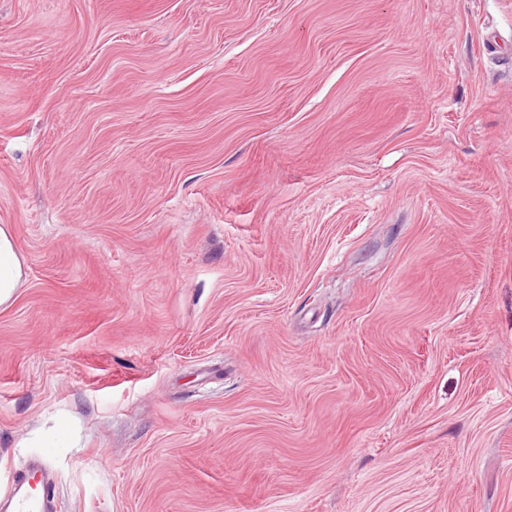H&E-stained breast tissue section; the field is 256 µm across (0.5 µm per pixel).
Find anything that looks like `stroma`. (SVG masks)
Segmentation results:
<instances>
[{
  "label": "stroma",
  "mask_w": 512,
  "mask_h": 512,
  "mask_svg": "<svg viewBox=\"0 0 512 512\" xmlns=\"http://www.w3.org/2000/svg\"><path fill=\"white\" fill-rule=\"evenodd\" d=\"M0 494L512 512V0H0ZM24 275L14 236L6 224L0 225V307L12 303ZM25 478V472L19 473L13 480L12 485L5 493L6 508L10 512H50L53 509L54 491L50 483L49 474L39 464H31L28 467L25 488L18 487L17 484ZM31 480H35L40 485V491L33 494L29 490ZM4 503V504H5Z\"/></svg>",
  "instance_id": "1"
}]
</instances>
